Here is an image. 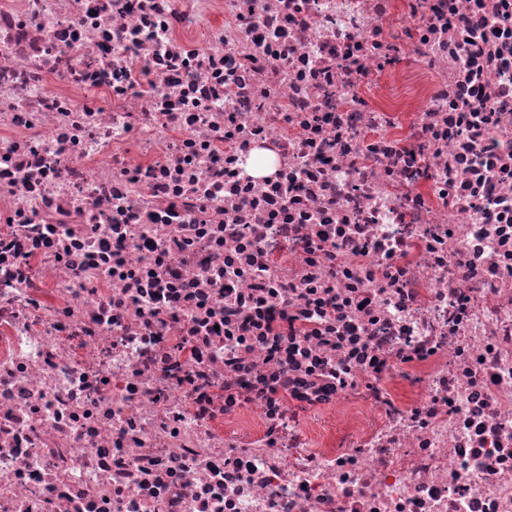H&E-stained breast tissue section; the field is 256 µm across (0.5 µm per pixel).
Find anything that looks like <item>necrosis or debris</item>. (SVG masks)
Listing matches in <instances>:
<instances>
[{"label":"necrosis or debris","instance_id":"necrosis-or-debris-1","mask_svg":"<svg viewBox=\"0 0 512 512\" xmlns=\"http://www.w3.org/2000/svg\"><path fill=\"white\" fill-rule=\"evenodd\" d=\"M0 512H512V0H0Z\"/></svg>","mask_w":512,"mask_h":512}]
</instances>
